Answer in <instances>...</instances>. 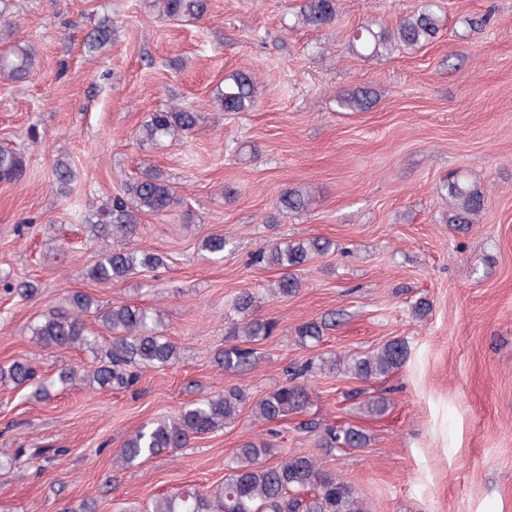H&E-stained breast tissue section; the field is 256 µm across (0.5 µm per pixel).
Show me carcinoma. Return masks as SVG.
Wrapping results in <instances>:
<instances>
[{"instance_id":"cac0c4a2","label":"carcinoma","mask_w":512,"mask_h":512,"mask_svg":"<svg viewBox=\"0 0 512 512\" xmlns=\"http://www.w3.org/2000/svg\"><path fill=\"white\" fill-rule=\"evenodd\" d=\"M159 14L169 20H199L208 10V0H153ZM336 20V0H304L296 15L297 24L321 29ZM439 33L438 19L425 3L399 20L393 28L379 29L366 24L350 36L349 50L357 55L391 54L398 49L420 48L432 42ZM33 67V54L26 45L11 43L0 52V80L15 81L26 76ZM373 91L359 87L338 96L340 108L361 111L370 105ZM257 101L256 76L246 70L224 77L210 105L220 112H248ZM201 114L173 103L152 113L138 131L140 141L161 144L180 142L200 123ZM24 169V157L11 149L0 148V181H13ZM441 194L448 197L444 223L464 231L476 223L485 210L484 190L467 177L454 173L439 184ZM175 187L161 172L147 170L128 183L94 214L90 222L93 239L99 242L98 260L88 276L99 283L125 278L142 269H158L165 265L164 255L148 253L134 247V241L145 215L162 214L175 203ZM311 191L291 187L280 196L283 213L307 209ZM234 247L233 239L212 234L204 237L201 248L214 259L224 258V251ZM331 243L320 237L269 242L253 254V262L265 263L282 270L278 279L267 288L274 298L293 296L302 288V281L293 270L303 266L314 255L330 251ZM254 296L245 290L232 304L233 314L227 344L218 351L215 363L226 372L246 374L255 365L254 350L245 342L271 336L278 327L275 319L253 314ZM88 295L75 291L67 305L54 310L31 325L36 343L42 346L85 349L95 357V364L86 370L82 380L92 388L121 390L134 385L140 372L176 363L180 358L177 344L158 334L157 314L147 307L124 303L105 310L92 309ZM92 313L109 332L108 343L87 323ZM336 326V314L319 321L311 320L294 329L297 341L306 345L323 339L328 327ZM408 356V347L400 339L389 340L367 353L334 354L317 360L309 359L288 370V383L258 400L252 415L268 424L280 423L290 416L308 412L312 395L305 381L317 374L344 373L361 381L379 380L392 374ZM77 372L61 369L57 377L45 378L26 360H15L8 367L0 366V384L28 387L40 400L49 397L51 389L73 383ZM246 401L243 390L227 388L205 399L182 407L174 416L154 421L129 435L113 453V463L120 468L132 467L168 448H183L191 440L238 420ZM388 401L370 395L358 402L363 414L385 413ZM302 433L315 436V446L331 453L340 448H364L369 437L351 424H326L306 420L296 425ZM149 512H370L355 487L322 465L315 456L297 452L282 453L264 439L243 442L226 464L224 484L211 491L186 489L178 493H159L151 502Z\"/></svg>"}]
</instances>
